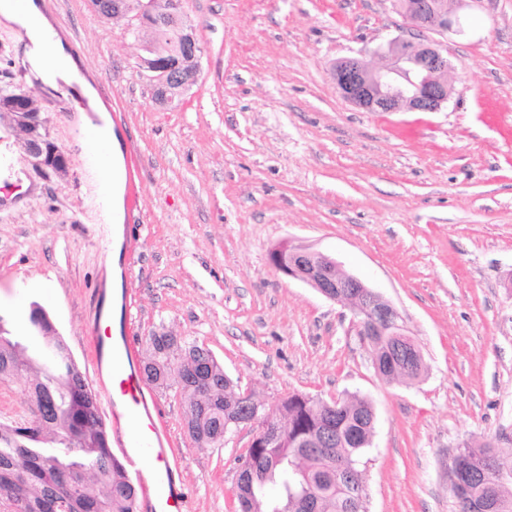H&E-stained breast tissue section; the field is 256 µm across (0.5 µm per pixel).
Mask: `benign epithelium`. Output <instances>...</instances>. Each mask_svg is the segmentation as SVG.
<instances>
[{
    "label": "benign epithelium",
    "mask_w": 512,
    "mask_h": 512,
    "mask_svg": "<svg viewBox=\"0 0 512 512\" xmlns=\"http://www.w3.org/2000/svg\"><path fill=\"white\" fill-rule=\"evenodd\" d=\"M464 0H408L401 6L405 18L404 34L390 40L386 47L388 63L370 67L364 60L348 57L332 68L331 77L341 97L366 111L379 109L398 112L403 108L416 112H438L448 102L452 90L448 85V51L441 42L429 38L428 32L445 34L461 31L458 8ZM184 0H113L105 15L109 20L138 23L137 29L156 38L167 20L179 16L177 30L181 42L178 56L169 60L163 54L141 55L139 74L151 86L154 101L174 106L192 89L198 79L203 53L197 29L182 9ZM0 123H5L24 136L25 147L35 168L64 178L69 161L66 155L47 140L41 112L29 98L19 102H0ZM283 275L298 280L326 298L336 301L352 292L370 301L387 320L381 329L375 319L365 316L364 309L353 312L358 335L405 336L407 329L398 309L360 278L346 272L334 258L301 246L288 247V265L279 266ZM239 423L254 427L251 443L283 431L285 420L278 406L265 409L258 417L257 404L247 394L235 400Z\"/></svg>",
    "instance_id": "7a95c632"
}]
</instances>
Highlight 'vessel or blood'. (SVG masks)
<instances>
[{"label":"vessel or blood","mask_w":512,"mask_h":512,"mask_svg":"<svg viewBox=\"0 0 512 512\" xmlns=\"http://www.w3.org/2000/svg\"><path fill=\"white\" fill-rule=\"evenodd\" d=\"M129 350L115 349L108 381H96L93 391L99 409L111 418L110 443L116 457L136 480L144 481L143 512H188L187 495L178 486L167 462L162 437L166 429L157 401L151 400L140 375L127 367ZM123 400V414H116V400ZM151 464V477H144L143 464Z\"/></svg>","instance_id":"obj_1"}]
</instances>
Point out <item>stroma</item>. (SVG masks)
Wrapping results in <instances>:
<instances>
[{
    "label": "stroma",
    "mask_w": 512,
    "mask_h": 512,
    "mask_svg": "<svg viewBox=\"0 0 512 512\" xmlns=\"http://www.w3.org/2000/svg\"><path fill=\"white\" fill-rule=\"evenodd\" d=\"M203 47L178 107L151 100L139 42L89 0H44L80 81L34 77L25 30L0 27V91L22 90L69 158L36 172L0 129V312L24 328L41 303L87 378L105 368L90 327L106 297L85 159L95 89L123 150L120 334L132 368L167 332L209 348L237 391L272 405L294 393L368 398L367 512H456L454 449L512 448V0H466L441 35L453 88L437 112H368L331 78L337 60L400 35L391 0H187ZM322 251L401 313L427 371L413 384L374 371L348 306L276 271L275 247ZM167 460L190 512H236L243 424L220 448L185 427L176 386L150 385Z\"/></svg>",
    "instance_id": "35a3bbf8"
}]
</instances>
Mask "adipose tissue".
I'll list each match as a JSON object with an SVG mask.
<instances>
[{"label": "adipose tissue", "mask_w": 512, "mask_h": 512, "mask_svg": "<svg viewBox=\"0 0 512 512\" xmlns=\"http://www.w3.org/2000/svg\"><path fill=\"white\" fill-rule=\"evenodd\" d=\"M0 25L18 27L25 30L38 27L45 37L42 49L29 57L34 71L51 70L57 76L67 79L75 70V62L68 50L63 37L55 32L54 27L45 15L39 0H27L25 8H18L14 0H0ZM94 143L104 145L111 160L108 170V180L111 185V205L108 218L120 220L122 213L123 165L121 143L113 129L110 118H103L101 124L93 126ZM108 273V305L103 317L105 326L112 333L120 331L119 298L122 288L121 280V238L119 233H112L107 250Z\"/></svg>", "instance_id": "ef3b65f1"}]
</instances>
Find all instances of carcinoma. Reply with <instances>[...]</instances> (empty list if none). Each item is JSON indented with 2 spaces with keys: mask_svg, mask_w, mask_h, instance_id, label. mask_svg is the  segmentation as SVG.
I'll use <instances>...</instances> for the list:
<instances>
[{
  "mask_svg": "<svg viewBox=\"0 0 512 512\" xmlns=\"http://www.w3.org/2000/svg\"><path fill=\"white\" fill-rule=\"evenodd\" d=\"M29 334L19 335L0 314V380L27 373L28 415L0 421V512H138L139 491L112 453L109 433L86 376L48 314L30 305ZM147 339L148 361L176 369L173 381L186 403L185 425L199 448L224 444L238 417L224 397L235 394L224 364L198 344ZM372 366L385 381L417 380L421 352L399 355L386 336H365ZM286 430L240 458L251 476L238 480L239 512H367L360 459L372 444L371 401L355 394L336 401L293 394L279 407ZM334 439L324 444L327 426ZM474 473L454 495L458 512H486L500 478L482 469L489 443L465 446Z\"/></svg>",
  "mask_w": 512,
  "mask_h": 512,
  "instance_id": "obj_1",
  "label": "carcinoma"
}]
</instances>
